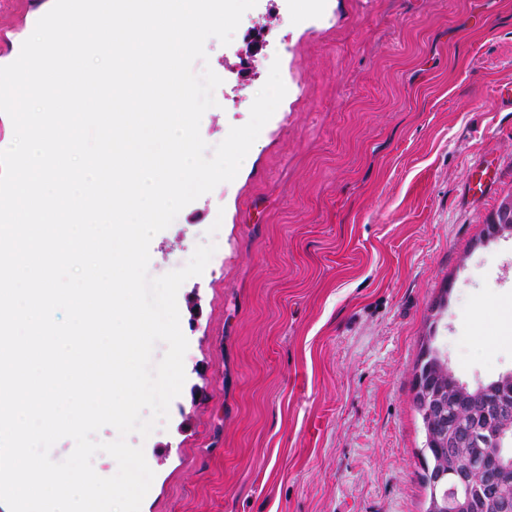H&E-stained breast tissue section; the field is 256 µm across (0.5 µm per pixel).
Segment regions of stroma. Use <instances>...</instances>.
I'll use <instances>...</instances> for the list:
<instances>
[{"mask_svg":"<svg viewBox=\"0 0 512 512\" xmlns=\"http://www.w3.org/2000/svg\"><path fill=\"white\" fill-rule=\"evenodd\" d=\"M25 2L20 22L0 0V66L53 5ZM205 49L208 145L272 62L287 94L236 178L151 241L154 277L217 249L177 295L182 392L128 438L155 473L141 512H424L430 324L464 384L512 371V235L486 234L512 199V0H257ZM486 161L498 185L471 199Z\"/></svg>","mask_w":512,"mask_h":512,"instance_id":"1","label":"stroma"}]
</instances>
